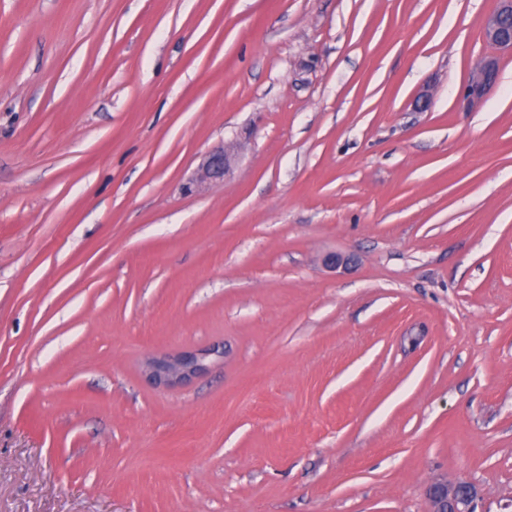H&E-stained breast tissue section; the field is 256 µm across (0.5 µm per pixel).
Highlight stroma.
Masks as SVG:
<instances>
[{"label":"stroma","mask_w":512,"mask_h":512,"mask_svg":"<svg viewBox=\"0 0 512 512\" xmlns=\"http://www.w3.org/2000/svg\"><path fill=\"white\" fill-rule=\"evenodd\" d=\"M493 5L0 0V512H512ZM499 58L495 55L481 57L475 64L463 97L468 107L480 104L496 85L499 78ZM230 162V150L220 148L211 151L205 157L195 175L189 180L186 188L192 190V186L206 182L224 183V178L230 168ZM211 354L202 352L151 357L146 361L145 368L155 383L176 385L207 370ZM428 512H477V486L468 480L448 482L447 478L430 481L425 488Z\"/></svg>","instance_id":"stroma-1"}]
</instances>
